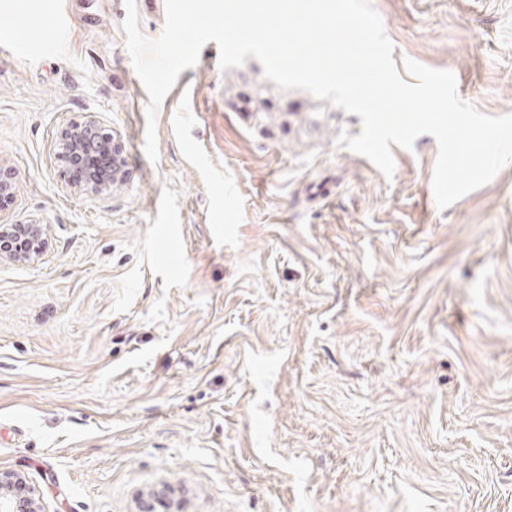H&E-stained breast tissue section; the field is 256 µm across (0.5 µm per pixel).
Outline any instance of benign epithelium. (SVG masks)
<instances>
[{
    "instance_id": "obj_1",
    "label": "benign epithelium",
    "mask_w": 512,
    "mask_h": 512,
    "mask_svg": "<svg viewBox=\"0 0 512 512\" xmlns=\"http://www.w3.org/2000/svg\"><path fill=\"white\" fill-rule=\"evenodd\" d=\"M90 133L107 146L110 157L107 177L91 173L83 176L80 181L71 177V186L78 191L100 192L122 185L126 172L114 137L91 117L61 130L58 137L60 156L65 161H70L73 154L83 150ZM14 191L10 170L0 165V209L11 202ZM48 237V225L38 220L27 224L1 223L0 262L34 263L40 260L47 250ZM0 512H38L33 493L22 477L0 472Z\"/></svg>"
}]
</instances>
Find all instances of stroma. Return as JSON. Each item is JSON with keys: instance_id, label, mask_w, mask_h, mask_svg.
Listing matches in <instances>:
<instances>
[{"instance_id": "1", "label": "stroma", "mask_w": 512, "mask_h": 512, "mask_svg": "<svg viewBox=\"0 0 512 512\" xmlns=\"http://www.w3.org/2000/svg\"><path fill=\"white\" fill-rule=\"evenodd\" d=\"M392 58L512 113V0H371ZM125 0H0V471L41 512H512V166L439 209L434 137L385 178L358 115L208 42L157 117ZM65 23L64 48L49 44ZM94 118L123 185L77 191ZM181 241L167 253V229ZM89 133L94 134V136L99 138L107 146L110 157L107 178H103L98 174L88 173L82 177L81 181H76L69 175L71 186L78 191L100 192L122 185L125 182L126 172L121 163L114 137L112 133L107 132L91 117L84 122L66 126L61 130L58 137L60 156L65 162H70L69 165L73 171L83 170L85 163L83 158L80 155H75L71 159V156L83 150ZM48 224L31 220L27 224H0V262L34 263L47 250Z\"/></svg>"}]
</instances>
